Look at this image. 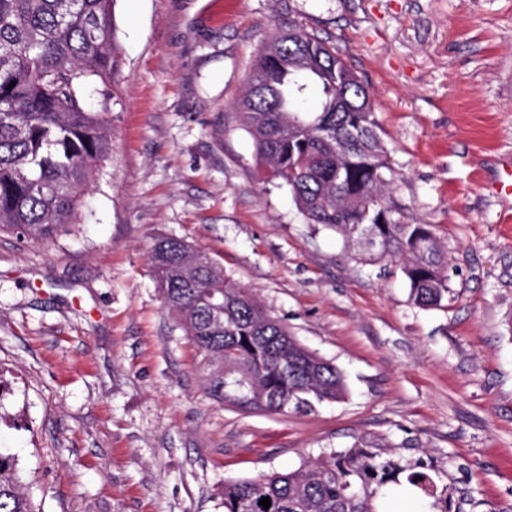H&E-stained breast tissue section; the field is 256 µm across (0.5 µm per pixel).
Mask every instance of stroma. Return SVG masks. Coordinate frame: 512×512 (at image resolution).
Masks as SVG:
<instances>
[{
	"instance_id": "obj_1",
	"label": "stroma",
	"mask_w": 512,
	"mask_h": 512,
	"mask_svg": "<svg viewBox=\"0 0 512 512\" xmlns=\"http://www.w3.org/2000/svg\"><path fill=\"white\" fill-rule=\"evenodd\" d=\"M122 63L92 111L113 151L70 232H0V451L37 512H224L225 480L379 440L448 512H512V0H114ZM331 39L369 84L390 198L448 249L423 309L308 224L236 103L270 34ZM185 239L249 290L346 395L269 413L209 393L164 307L154 242Z\"/></svg>"
}]
</instances>
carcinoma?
<instances>
[{
  "label": "carcinoma",
  "instance_id": "carcinoma-1",
  "mask_svg": "<svg viewBox=\"0 0 512 512\" xmlns=\"http://www.w3.org/2000/svg\"><path fill=\"white\" fill-rule=\"evenodd\" d=\"M114 0H0V231L39 242L76 223L111 153L106 120L87 108L92 85L112 95L118 66ZM316 112L299 105L311 86ZM256 158L288 186L308 223L342 235L368 260H398L410 299L448 296V255L427 224H406L388 200L395 178L367 82L336 44L279 29L238 101ZM150 260L166 309L195 349L221 363L214 394L271 413L337 401L342 372L300 344L207 253L158 239ZM359 440L288 473L224 482V512H379L378 491L406 467ZM270 498L271 506L259 505ZM0 512H34L18 459L0 452Z\"/></svg>",
  "mask_w": 512,
  "mask_h": 512
}]
</instances>
